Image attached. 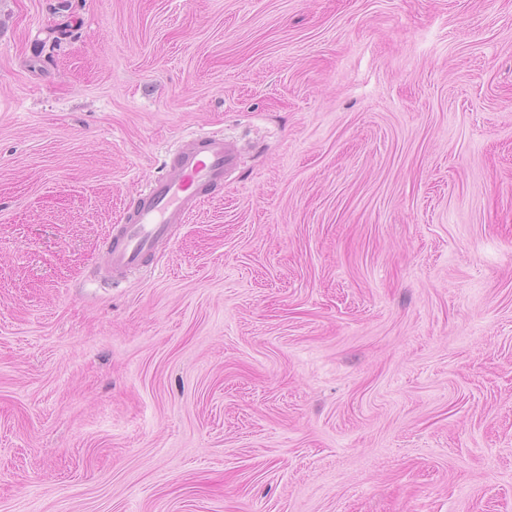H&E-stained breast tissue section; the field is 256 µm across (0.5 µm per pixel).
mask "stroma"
Returning <instances> with one entry per match:
<instances>
[{
    "label": "stroma",
    "instance_id": "stroma-1",
    "mask_svg": "<svg viewBox=\"0 0 512 512\" xmlns=\"http://www.w3.org/2000/svg\"><path fill=\"white\" fill-rule=\"evenodd\" d=\"M0 512H512V0H0ZM237 164L235 144L223 135L184 140L162 175L130 206L122 224L112 228L106 269L124 278L147 266L158 248L170 240L175 224H185L202 199L224 187L226 173Z\"/></svg>",
    "mask_w": 512,
    "mask_h": 512
}]
</instances>
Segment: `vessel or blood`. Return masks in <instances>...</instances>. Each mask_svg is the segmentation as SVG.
<instances>
[{
  "instance_id": "1",
  "label": "vessel or blood",
  "mask_w": 512,
  "mask_h": 512,
  "mask_svg": "<svg viewBox=\"0 0 512 512\" xmlns=\"http://www.w3.org/2000/svg\"><path fill=\"white\" fill-rule=\"evenodd\" d=\"M237 164L235 144L221 135L184 140L162 175L155 178L130 206L122 223L112 228L106 268L124 278L147 266L170 239L173 225L185 223L202 199L223 187Z\"/></svg>"
}]
</instances>
